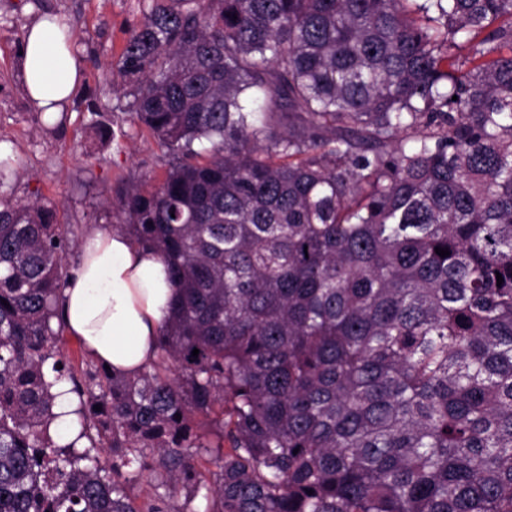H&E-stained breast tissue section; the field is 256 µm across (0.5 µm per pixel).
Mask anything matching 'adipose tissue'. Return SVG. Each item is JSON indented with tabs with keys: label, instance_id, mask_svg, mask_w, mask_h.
Returning <instances> with one entry per match:
<instances>
[{
	"label": "adipose tissue",
	"instance_id": "adipose-tissue-1",
	"mask_svg": "<svg viewBox=\"0 0 512 512\" xmlns=\"http://www.w3.org/2000/svg\"><path fill=\"white\" fill-rule=\"evenodd\" d=\"M61 19L39 15L29 26L20 69L33 106L63 112L78 90L83 62L73 43L64 42ZM80 260L70 270L60 308L66 331L88 355L115 372L136 375L155 356L156 336L174 295L164 262L120 232H93L81 241ZM57 441H73L80 431V402L68 383L52 388Z\"/></svg>",
	"mask_w": 512,
	"mask_h": 512
}]
</instances>
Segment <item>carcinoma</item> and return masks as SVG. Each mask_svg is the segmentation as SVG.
<instances>
[{
    "label": "carcinoma",
    "mask_w": 512,
    "mask_h": 512,
    "mask_svg": "<svg viewBox=\"0 0 512 512\" xmlns=\"http://www.w3.org/2000/svg\"><path fill=\"white\" fill-rule=\"evenodd\" d=\"M119 74L173 307L75 373L83 230L0 194V512H512V0H142ZM56 395L54 413L59 417L51 423V431L57 441L68 443L73 441L80 431L79 398L70 392L67 382H58L52 387Z\"/></svg>",
    "instance_id": "carcinoma-1"
}]
</instances>
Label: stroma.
<instances>
[{"label":"stroma","instance_id":"1","mask_svg":"<svg viewBox=\"0 0 512 512\" xmlns=\"http://www.w3.org/2000/svg\"><path fill=\"white\" fill-rule=\"evenodd\" d=\"M46 10L65 22L84 60L66 120L49 130L27 99L18 65L28 24ZM140 17L139 0H0V143L13 158L0 190L51 209L55 223L122 230L120 196L158 182L169 167L147 130L104 109L119 53Z\"/></svg>","mask_w":512,"mask_h":512}]
</instances>
